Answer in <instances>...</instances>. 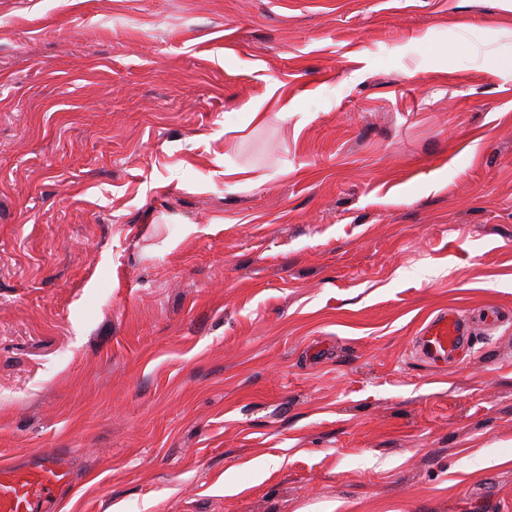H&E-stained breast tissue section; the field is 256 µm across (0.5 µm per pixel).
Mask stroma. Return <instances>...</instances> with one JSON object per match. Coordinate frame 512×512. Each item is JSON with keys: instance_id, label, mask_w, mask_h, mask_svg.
<instances>
[{"instance_id": "1", "label": "stroma", "mask_w": 512, "mask_h": 512, "mask_svg": "<svg viewBox=\"0 0 512 512\" xmlns=\"http://www.w3.org/2000/svg\"><path fill=\"white\" fill-rule=\"evenodd\" d=\"M48 450L62 512H512V0H0V460ZM420 335L419 345L423 354L434 363L447 364L466 349L471 330L460 314L450 308L425 323Z\"/></svg>"}]
</instances>
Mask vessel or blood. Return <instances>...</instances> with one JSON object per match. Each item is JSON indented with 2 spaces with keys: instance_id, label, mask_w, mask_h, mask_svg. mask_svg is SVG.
<instances>
[{
  "instance_id": "vessel-or-blood-1",
  "label": "vessel or blood",
  "mask_w": 512,
  "mask_h": 512,
  "mask_svg": "<svg viewBox=\"0 0 512 512\" xmlns=\"http://www.w3.org/2000/svg\"><path fill=\"white\" fill-rule=\"evenodd\" d=\"M468 323L455 309L434 316L420 330L423 354L436 363L456 359L470 339ZM71 486L66 461L41 453L25 467L0 463V512H61Z\"/></svg>"
}]
</instances>
